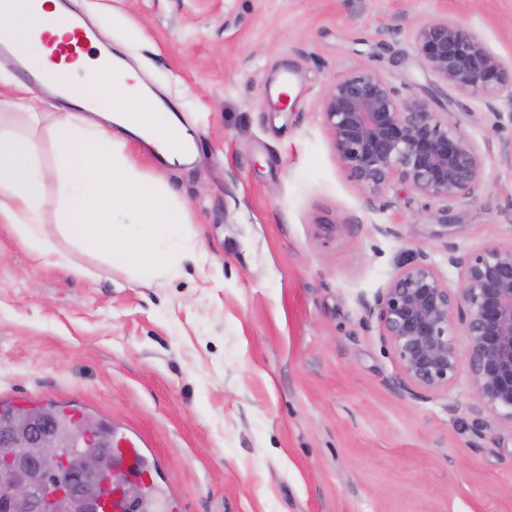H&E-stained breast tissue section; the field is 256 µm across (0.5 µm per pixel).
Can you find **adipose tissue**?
<instances>
[{"label": "adipose tissue", "instance_id": "adipose-tissue-1", "mask_svg": "<svg viewBox=\"0 0 512 512\" xmlns=\"http://www.w3.org/2000/svg\"><path fill=\"white\" fill-rule=\"evenodd\" d=\"M51 19L65 35L72 19L58 0H0V35L19 60L39 68V83L75 104L47 128L57 182L54 227L44 219L42 142L0 119V222L40 255L65 263L60 234L103 254L146 284L198 255L183 203L164 181L141 173L127 154L128 135L153 144L169 164L184 162L192 135L170 113L148 107L137 74L106 54L49 64L37 33Z\"/></svg>", "mask_w": 512, "mask_h": 512}]
</instances>
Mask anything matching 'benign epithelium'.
I'll return each mask as SVG.
<instances>
[{"label":"benign epithelium","instance_id":"7a95c632","mask_svg":"<svg viewBox=\"0 0 512 512\" xmlns=\"http://www.w3.org/2000/svg\"><path fill=\"white\" fill-rule=\"evenodd\" d=\"M417 50L447 84L475 97L512 108V72L466 26L444 19L420 27ZM324 121L347 176L380 192L399 183L437 200L470 204L483 156L479 148L430 103L401 97L376 71L362 69L338 78L322 99ZM448 265L461 270L452 288L427 253L416 251L400 264L374 304L382 336L391 344L405 387L446 392L467 374L476 399L475 430L488 414L512 423V245L491 244L458 254L448 244ZM466 337L460 353L455 336ZM88 434H68L52 411L20 409L15 424L0 429V512H96L97 479L110 467L102 451L75 458L77 480L53 482L43 463L61 443Z\"/></svg>","mask_w":512,"mask_h":512}]
</instances>
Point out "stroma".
<instances>
[{
    "label": "stroma",
    "mask_w": 512,
    "mask_h": 512,
    "mask_svg": "<svg viewBox=\"0 0 512 512\" xmlns=\"http://www.w3.org/2000/svg\"><path fill=\"white\" fill-rule=\"evenodd\" d=\"M152 104L192 134L191 164L129 143L171 182L205 264L148 285L55 236V264L0 223V400L65 406L138 438L174 512H512V423L475 433L466 375L414 395L363 300L400 260L512 244V109L442 81L419 27L466 25L512 63V0H69ZM369 67L482 149L465 213L344 172L321 101ZM294 101L269 105L281 78Z\"/></svg>",
    "instance_id": "obj_1"
}]
</instances>
